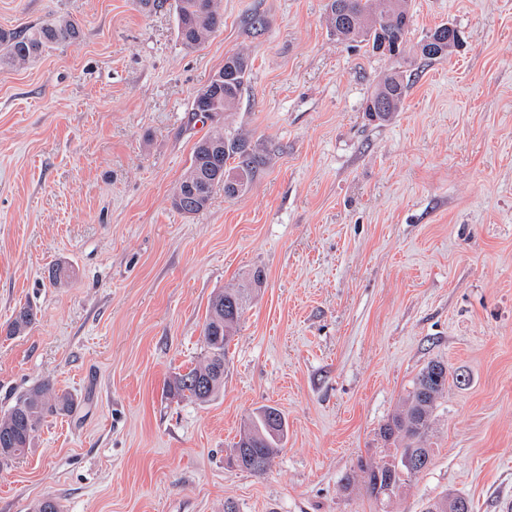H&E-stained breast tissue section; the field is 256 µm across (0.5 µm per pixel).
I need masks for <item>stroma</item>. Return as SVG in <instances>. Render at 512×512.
<instances>
[{
    "instance_id": "1",
    "label": "stroma",
    "mask_w": 512,
    "mask_h": 512,
    "mask_svg": "<svg viewBox=\"0 0 512 512\" xmlns=\"http://www.w3.org/2000/svg\"><path fill=\"white\" fill-rule=\"evenodd\" d=\"M327 3L221 0L223 27L187 49L169 2L0 0V29L82 26L0 71V413L42 383L73 400L0 464V512L46 496L62 512L512 505V0H410L399 57L338 41ZM442 23L461 47L422 59ZM235 52L251 63L236 109L193 114ZM392 71L409 90L382 122L365 103ZM218 124L264 164L244 196L180 213L172 193ZM257 267L223 388L170 399L205 357L214 293ZM27 304L34 324L5 336ZM433 360L468 383L434 412L428 468L377 500L360 466L394 453L381 431ZM264 405L288 436L253 475L228 458ZM448 26H452L451 24H441L434 28L432 31H430L417 45L418 50L421 54V56L427 60H436V59H442L449 56V54L453 51L456 46H454L451 50H448V43L444 44L443 47H434L433 49L426 50L428 48L429 39L433 37L435 34H437L438 31H442L444 34H448ZM456 28V27H454ZM457 29V28H456ZM424 512H471L470 502L460 493H449L429 501Z\"/></svg>"
}]
</instances>
